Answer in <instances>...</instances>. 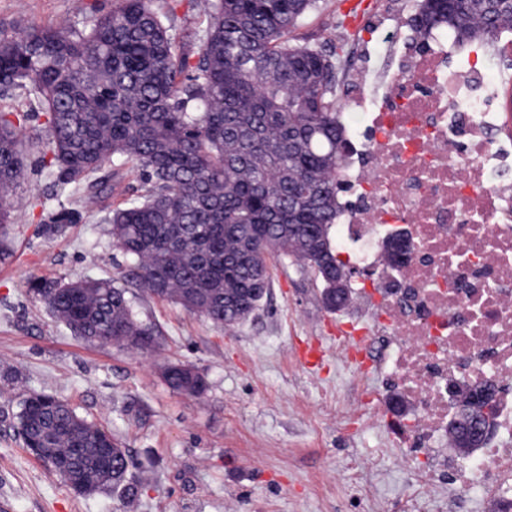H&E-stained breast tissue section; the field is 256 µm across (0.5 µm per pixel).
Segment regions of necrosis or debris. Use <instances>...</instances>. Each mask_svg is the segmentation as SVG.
<instances>
[{
    "mask_svg": "<svg viewBox=\"0 0 512 512\" xmlns=\"http://www.w3.org/2000/svg\"><path fill=\"white\" fill-rule=\"evenodd\" d=\"M350 84L372 114L348 127L353 152L342 178L355 202L336 221L339 254L375 270L355 286L362 336L358 374L392 381L407 403L378 404L391 452L428 492L451 479L456 496L512 512V83L488 65L453 67L448 45ZM413 250L392 265L386 237ZM492 384L496 441L456 448L452 392Z\"/></svg>",
    "mask_w": 512,
    "mask_h": 512,
    "instance_id": "1",
    "label": "necrosis or debris"
}]
</instances>
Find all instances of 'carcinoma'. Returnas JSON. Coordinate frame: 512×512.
Wrapping results in <instances>:
<instances>
[{"label":"carcinoma","mask_w":512,"mask_h":512,"mask_svg":"<svg viewBox=\"0 0 512 512\" xmlns=\"http://www.w3.org/2000/svg\"><path fill=\"white\" fill-rule=\"evenodd\" d=\"M207 21L195 63L173 19L155 0H117L79 30H0V89L34 96L48 117L37 145L72 206L50 211L40 231L62 234L112 195L126 167L144 194L108 212L113 244L133 265L120 278L33 280L53 315L78 338L141 351L155 328L133 310L135 291L165 298L220 326L247 320L270 293L269 259L287 260L336 284L348 263L332 230L346 191L340 172L350 144L327 52L288 38L317 0H197ZM420 38L446 29L458 46L512 30L507 0H421ZM113 172L103 173L106 164ZM24 141L0 116V223L24 180ZM189 364L170 362L165 383L188 397L207 389ZM24 447L51 437L48 456L73 455L94 494H131L129 461L112 433L52 395L32 393L18 414ZM115 449L99 463L100 449Z\"/></svg>","instance_id":"carcinoma-1"}]
</instances>
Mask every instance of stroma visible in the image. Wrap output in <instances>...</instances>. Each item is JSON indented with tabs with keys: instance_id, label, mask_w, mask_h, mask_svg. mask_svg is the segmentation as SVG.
<instances>
[{
	"instance_id": "35a3bbf8",
	"label": "stroma",
	"mask_w": 512,
	"mask_h": 512,
	"mask_svg": "<svg viewBox=\"0 0 512 512\" xmlns=\"http://www.w3.org/2000/svg\"><path fill=\"white\" fill-rule=\"evenodd\" d=\"M115 0H0V30L19 32L61 22L84 29ZM367 0H318L292 31L299 44H341L337 68L353 59L349 28L371 27ZM19 115L24 138L46 135V116L33 96L0 93V113ZM0 224V512H378L413 494L403 466L386 454L388 435L370 416L353 419V404L371 391L396 395L372 376L357 388L336 340V313L321 301L313 276L272 261L270 294L247 321L215 325L179 304L137 298L134 311L160 334L152 350L131 352L90 344L58 321L29 283L108 278L128 269L100 214H84L57 237L43 236V212L68 205L35 154ZM321 343L314 368L297 359L303 343ZM204 374L198 398L170 389L167 363ZM68 401L107 427L126 448L138 488L135 499L112 492L79 494L23 445L17 415L31 392ZM359 458L377 489L370 499L343 470Z\"/></svg>"
}]
</instances>
